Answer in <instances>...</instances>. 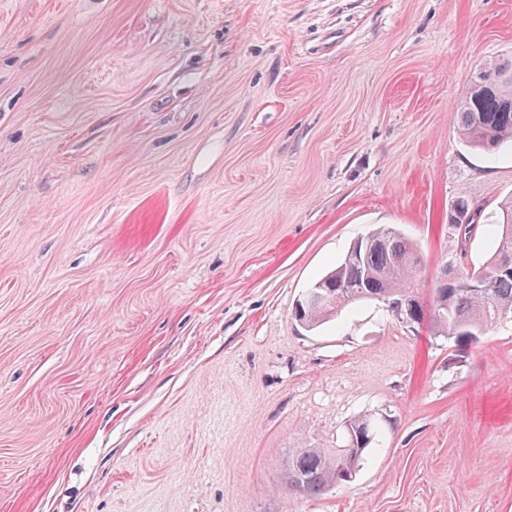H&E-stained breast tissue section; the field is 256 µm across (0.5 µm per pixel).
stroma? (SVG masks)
Returning <instances> with one entry per match:
<instances>
[{
    "label": "stroma",
    "instance_id": "obj_1",
    "mask_svg": "<svg viewBox=\"0 0 512 512\" xmlns=\"http://www.w3.org/2000/svg\"><path fill=\"white\" fill-rule=\"evenodd\" d=\"M511 53L512 0H0V512H512V318H292L380 226L422 296L486 262L512 149L454 112ZM378 430L375 419L364 416L349 424L343 445L336 450L312 444L292 448L288 457V481L291 486L309 496H318L331 488L352 482L360 461L375 443ZM351 436L355 440V448L351 447ZM357 448L362 449L359 451Z\"/></svg>",
    "mask_w": 512,
    "mask_h": 512
}]
</instances>
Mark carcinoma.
<instances>
[{"label":"carcinoma","instance_id":"1","mask_svg":"<svg viewBox=\"0 0 512 512\" xmlns=\"http://www.w3.org/2000/svg\"><path fill=\"white\" fill-rule=\"evenodd\" d=\"M455 119L461 135L473 147L494 153L505 145L512 146V56L484 62L472 73L469 91L456 106ZM494 227L496 247L488 261L458 273L463 282L480 277L491 282L492 288H457L448 291L444 299L439 297V288H434L420 311V321L429 325L432 334L465 341L512 315V275L498 273L503 250L512 249L511 196L500 202ZM369 235L377 246L360 259L348 250L336 268L318 280L323 288L344 286L346 294L325 306L300 303L294 308L297 321L314 329L343 308L371 300L383 302L394 314L405 307L407 298L417 296L413 281L420 273L421 262L413 242L391 227L377 228ZM377 435L375 419L364 416L349 424L343 445L335 450L312 444L291 449L288 481L309 496L323 495L352 482Z\"/></svg>","mask_w":512,"mask_h":512}]
</instances>
